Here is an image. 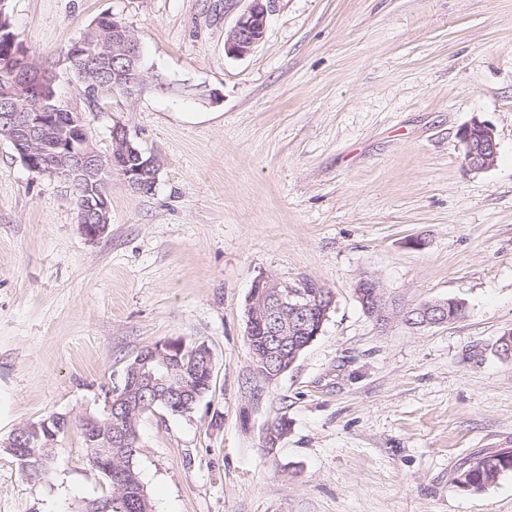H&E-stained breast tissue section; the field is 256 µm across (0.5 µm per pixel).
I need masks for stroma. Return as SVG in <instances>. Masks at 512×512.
<instances>
[{
  "instance_id": "obj_1",
  "label": "stroma",
  "mask_w": 512,
  "mask_h": 512,
  "mask_svg": "<svg viewBox=\"0 0 512 512\" xmlns=\"http://www.w3.org/2000/svg\"><path fill=\"white\" fill-rule=\"evenodd\" d=\"M250 4L7 0L81 110L66 50L99 16L128 27L145 85L89 112L90 132L106 153L122 123L160 170L147 194L113 174L91 239L65 185L0 139V512L102 495L80 424L168 339L206 343L213 384L193 412L140 422L153 512H512V472L479 493L451 482L512 448V0H265L264 37L237 56L227 36ZM475 121L498 144L483 170L459 138ZM262 275L335 297L272 383L246 339ZM366 277L398 308L453 298L462 313L377 324L355 294ZM53 414L72 425L26 474L5 442Z\"/></svg>"
}]
</instances>
